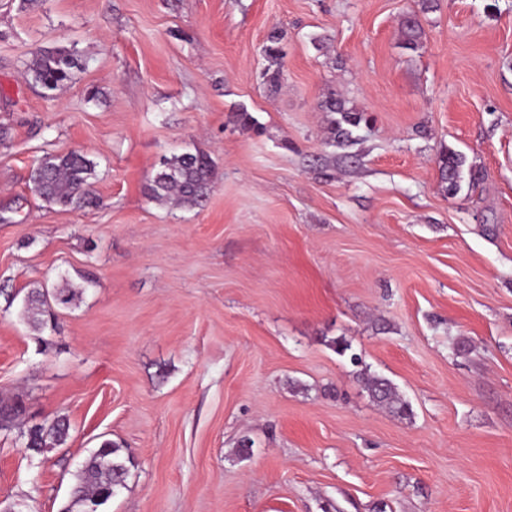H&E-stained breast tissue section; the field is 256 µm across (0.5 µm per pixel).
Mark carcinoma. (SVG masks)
Here are the masks:
<instances>
[{
    "instance_id": "1",
    "label": "carcinoma",
    "mask_w": 512,
    "mask_h": 512,
    "mask_svg": "<svg viewBox=\"0 0 512 512\" xmlns=\"http://www.w3.org/2000/svg\"><path fill=\"white\" fill-rule=\"evenodd\" d=\"M423 30L417 16L407 17L401 24L404 47L416 50L421 44ZM283 34L271 30L263 46L264 55L275 61L280 56ZM80 61L77 52L66 47L44 48L35 52L26 63L29 82L41 88L48 96L64 88L72 81ZM321 107L340 119L330 120L331 139L341 145H349L353 129L365 120L363 113L346 107L341 98L331 96ZM442 182L448 184V192L456 193L464 180L465 157L448 150L438 161ZM215 176L212 158L203 152L185 151L161 159L148 185V196L160 204L172 202L176 205L199 207L206 200ZM96 163L81 151L66 154H47L36 161L29 175L32 191L49 204L62 208L72 207L88 201ZM92 283L84 279V285L72 288H33L23 299L21 316L33 332L41 333L55 317L57 311L70 307ZM359 381L375 402L388 406L399 415L409 413L392 382L370 373L366 367L358 373ZM26 413V406L19 398L0 403V414L10 419V434L16 422ZM26 449L37 456H44L67 444L70 438L69 424L63 418L44 421L31 426L23 434ZM136 466L132 453L108 439L89 451L73 474L70 498L63 512H103V508L122 489Z\"/></svg>"
}]
</instances>
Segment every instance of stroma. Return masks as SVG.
Here are the masks:
<instances>
[{
  "mask_svg": "<svg viewBox=\"0 0 512 512\" xmlns=\"http://www.w3.org/2000/svg\"><path fill=\"white\" fill-rule=\"evenodd\" d=\"M421 4L0 0V397L70 424L43 457L0 436V498L62 512L107 438L137 465L104 512H512V0ZM55 46L83 67L49 97L25 63ZM332 93L372 117L347 146ZM71 150L97 164L96 205L30 188ZM187 150L215 163L203 206L149 199ZM445 150L477 188L448 194ZM85 273L41 336L5 301ZM358 379L364 385L372 400L392 408L399 415L404 416L409 413L408 404L400 398L389 379L370 373L367 366L359 371Z\"/></svg>",
  "mask_w": 512,
  "mask_h": 512,
  "instance_id": "stroma-1",
  "label": "stroma"
}]
</instances>
